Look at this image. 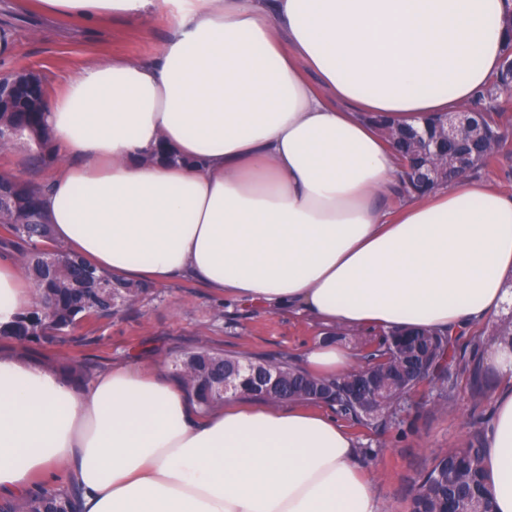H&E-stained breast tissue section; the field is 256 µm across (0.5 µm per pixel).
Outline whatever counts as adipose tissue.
I'll use <instances>...</instances> for the list:
<instances>
[{"mask_svg": "<svg viewBox=\"0 0 512 512\" xmlns=\"http://www.w3.org/2000/svg\"><path fill=\"white\" fill-rule=\"evenodd\" d=\"M92 25L168 12L154 62L95 61L43 125L62 159L41 207L55 240L131 282L189 278L323 323L461 332L512 312V197L462 176L384 206L398 160L368 118L424 126L501 65L512 0H36ZM317 82H310L309 74ZM0 265V324L30 307ZM318 376L353 366L309 346ZM484 367L490 512H512V345ZM138 360L83 381L0 357V498L74 484L79 512H381L334 415L225 398Z\"/></svg>", "mask_w": 512, "mask_h": 512, "instance_id": "ef3b65f1", "label": "adipose tissue"}]
</instances>
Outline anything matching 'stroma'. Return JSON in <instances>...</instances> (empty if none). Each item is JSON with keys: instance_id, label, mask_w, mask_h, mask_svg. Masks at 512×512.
Masks as SVG:
<instances>
[{"instance_id": "35a3bbf8", "label": "stroma", "mask_w": 512, "mask_h": 512, "mask_svg": "<svg viewBox=\"0 0 512 512\" xmlns=\"http://www.w3.org/2000/svg\"><path fill=\"white\" fill-rule=\"evenodd\" d=\"M0 23L18 34L13 51L0 54V72H32L53 94L58 93L63 76L92 61L113 55L153 59L170 30L162 14L115 17L95 27L67 18L51 20L26 6L25 0H0ZM497 104L507 143L495 163L478 168L471 177L511 197L512 93L500 94ZM35 153V145L26 140L0 151V172L34 183L48 181L54 170L34 165ZM330 333V327L310 314L275 310L259 301L239 302L180 279L153 286L150 295L121 307L112 320L94 327L85 346L56 343L22 348L0 338V356L20 357L47 368L89 357L103 371L136 356L146 365L162 366L172 376L182 351L200 336L224 353L283 354L300 360L307 345ZM492 401L488 395L481 404H474L463 389L441 412L431 395L421 393L405 404L398 420L375 430L350 427L361 466L373 470L377 478L382 512H406L419 474L436 454L461 446L471 432L472 420L486 415Z\"/></svg>"}]
</instances>
